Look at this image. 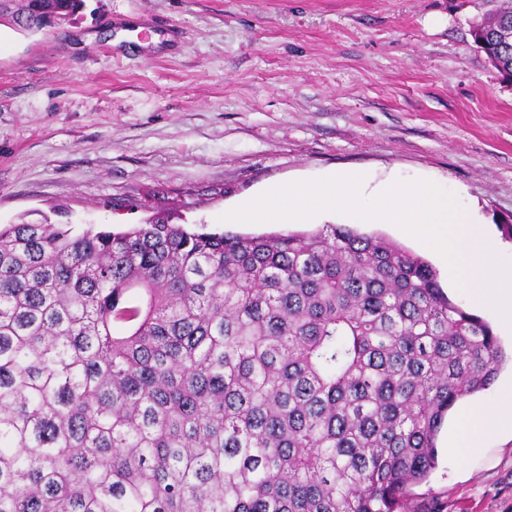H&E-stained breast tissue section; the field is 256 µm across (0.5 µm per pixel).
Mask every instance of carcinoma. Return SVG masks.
<instances>
[{
    "mask_svg": "<svg viewBox=\"0 0 512 512\" xmlns=\"http://www.w3.org/2000/svg\"><path fill=\"white\" fill-rule=\"evenodd\" d=\"M85 0L0 5L39 31ZM474 42L512 79V41ZM506 361L421 256L341 224L0 227V512H405Z\"/></svg>",
    "mask_w": 512,
    "mask_h": 512,
    "instance_id": "cac0c4a2",
    "label": "carcinoma"
}]
</instances>
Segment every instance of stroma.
Instances as JSON below:
<instances>
[{
  "label": "stroma",
  "mask_w": 512,
  "mask_h": 512,
  "mask_svg": "<svg viewBox=\"0 0 512 512\" xmlns=\"http://www.w3.org/2000/svg\"><path fill=\"white\" fill-rule=\"evenodd\" d=\"M493 0H86L30 33L0 26V225L68 210L120 229L166 211L258 236L344 222L230 224L276 181L359 171L447 185L512 265V81L476 45ZM425 258L392 224H361ZM438 466L410 512H512V437Z\"/></svg>",
  "instance_id": "obj_1"
}]
</instances>
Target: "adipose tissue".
Masks as SVG:
<instances>
[{
	"label": "adipose tissue",
	"mask_w": 512,
	"mask_h": 512,
	"mask_svg": "<svg viewBox=\"0 0 512 512\" xmlns=\"http://www.w3.org/2000/svg\"><path fill=\"white\" fill-rule=\"evenodd\" d=\"M465 419L468 429L450 446V455L456 456L468 449L482 447L491 435L512 430V385L502 388L496 403L466 409Z\"/></svg>",
	"instance_id": "1"
}]
</instances>
